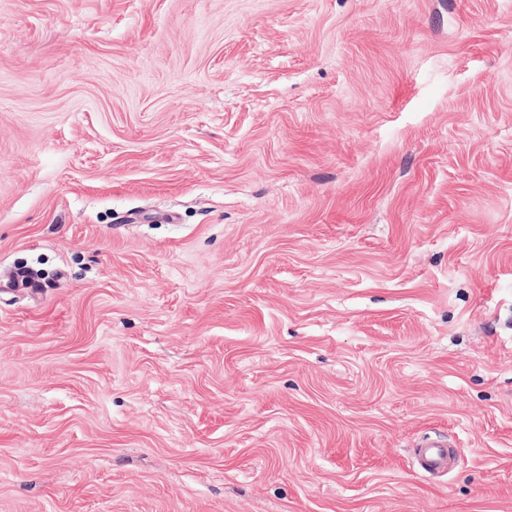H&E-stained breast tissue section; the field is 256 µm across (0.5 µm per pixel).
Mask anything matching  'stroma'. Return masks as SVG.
Here are the masks:
<instances>
[{"label": "stroma", "mask_w": 512, "mask_h": 512, "mask_svg": "<svg viewBox=\"0 0 512 512\" xmlns=\"http://www.w3.org/2000/svg\"><path fill=\"white\" fill-rule=\"evenodd\" d=\"M0 512H512V0H0ZM450 459L446 449L438 444H427L418 450L419 465L430 472L449 467Z\"/></svg>", "instance_id": "35a3bbf8"}]
</instances>
